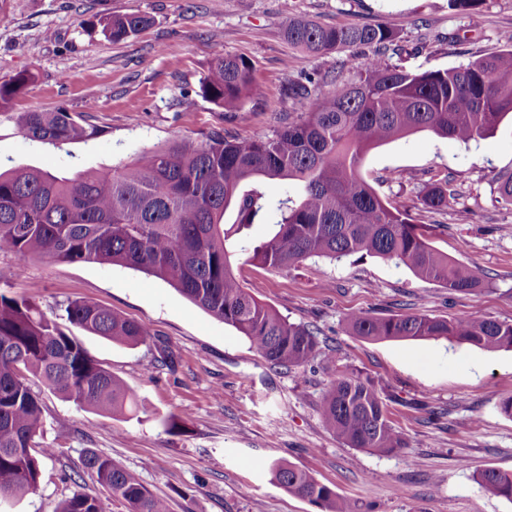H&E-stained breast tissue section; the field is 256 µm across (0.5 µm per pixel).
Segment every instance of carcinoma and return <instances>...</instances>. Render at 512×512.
<instances>
[{
    "label": "carcinoma",
    "instance_id": "obj_1",
    "mask_svg": "<svg viewBox=\"0 0 512 512\" xmlns=\"http://www.w3.org/2000/svg\"><path fill=\"white\" fill-rule=\"evenodd\" d=\"M474 21L484 0H448ZM142 12L103 14L101 35L123 42L148 29ZM288 43L307 54L349 52L353 81H332L312 94L299 86L304 108L297 122L271 135L227 140L212 133L201 141L175 140L134 160L72 175L34 167L0 170V253L19 260L119 265L176 288L196 306L245 336L270 364L302 366L323 354L317 333L289 322L242 287L232 258L286 270L310 258L340 260L360 254L392 261L416 277L464 294L479 290L478 270L448 258L431 244L435 227L388 207L358 169L367 152L415 131L429 130L468 145L512 115V34L499 52L448 69L408 71L386 63L400 54L396 31L382 23L346 27L288 19ZM33 81L30 73L0 79V109ZM252 68L241 57L212 63L202 84L216 106L235 108L251 89ZM27 137L61 147L99 134L58 107L18 119ZM271 181H296L297 198H272ZM424 209L448 208V183L433 184ZM271 233L253 246L249 230ZM67 321L115 344L137 346L149 331L112 309L88 300L65 307ZM355 335L372 341L446 340L485 350L512 349V323L470 317L448 320L424 313L348 318ZM80 408L114 415L135 409L133 393L101 367L80 342L35 305L0 293V502L36 491L42 460L55 449L39 446L43 414L28 375ZM326 427L352 448L392 454L407 447L390 423L377 388L368 379L338 377L323 399ZM82 467L128 512H168L167 503L139 477L107 456L88 452ZM273 479L288 492L307 495L323 512H350L345 500L306 471L275 462ZM477 481L489 494L512 500V472L486 469ZM55 512H103L94 496L75 492Z\"/></svg>",
    "mask_w": 512,
    "mask_h": 512
}]
</instances>
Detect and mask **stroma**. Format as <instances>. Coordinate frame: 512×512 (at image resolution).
<instances>
[{
    "label": "stroma",
    "mask_w": 512,
    "mask_h": 512,
    "mask_svg": "<svg viewBox=\"0 0 512 512\" xmlns=\"http://www.w3.org/2000/svg\"><path fill=\"white\" fill-rule=\"evenodd\" d=\"M0 77L35 81L0 110V167L74 173L128 162L143 151L212 132L239 139L272 134L300 116L291 89L305 75L351 81L345 52L306 55L289 45V17L343 26L381 21L407 51L388 61L407 70L447 69L501 50L512 32V0H485L479 22L448 0H0ZM140 11L154 24L121 43L90 24L101 14ZM244 58L254 86L226 110L201 93L211 62ZM63 107L95 125L96 138L63 147L18 128L22 113ZM512 172V119L471 146L429 131L371 149L361 173L382 200L435 225L434 245L483 274L474 294L449 291L407 268L365 256L309 258L284 272L235 262L244 288L288 321L314 330L335 360L273 369L250 342L168 283L109 264L19 263L0 253V293L35 304L138 398L122 417L76 407L40 382L44 459L39 486L0 512H53L80 490L105 512H127L84 473L93 451L135 472L169 512H321L274 481L272 461L306 470L354 512H512V500L484 491L488 468L512 471V350L443 340L371 342L347 316L422 312L512 323V206L499 177ZM450 179L438 213L422 189ZM23 274H16V267ZM89 300L144 325L146 343L127 347L70 325L65 305ZM370 379L408 446L390 455L352 448L330 431L321 401L336 376ZM185 419L168 432L165 417Z\"/></svg>",
    "instance_id": "35a3bbf8"
}]
</instances>
